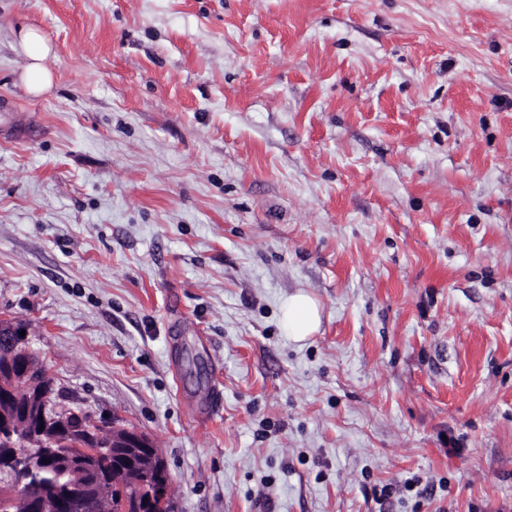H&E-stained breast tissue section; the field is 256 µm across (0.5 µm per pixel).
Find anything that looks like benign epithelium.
Masks as SVG:
<instances>
[{
    "instance_id": "obj_1",
    "label": "benign epithelium",
    "mask_w": 512,
    "mask_h": 512,
    "mask_svg": "<svg viewBox=\"0 0 512 512\" xmlns=\"http://www.w3.org/2000/svg\"><path fill=\"white\" fill-rule=\"evenodd\" d=\"M22 330H28L27 324L1 321L0 347L14 351L24 344L25 338L20 335ZM4 370L10 384L3 385V388L10 391L20 385L29 394L24 418L0 409V469L10 472L14 489L8 497L0 499V512H11L18 503L24 506L26 512H57L63 502L69 500L70 491L88 482L90 460L101 448L112 449V453L119 458L120 465L107 483H124L136 490L135 512H175L169 481L165 479V466L151 438L116 424L104 431L102 425L97 424L93 433L85 436L92 448L61 464L57 462L58 448L72 447L76 433L84 430V427L74 428L68 417L46 412L42 403L47 395L37 384L26 380L28 370L21 365L13 366L12 358H7ZM29 442L41 448L40 459L45 461V469L58 478L51 495L42 490L38 478L34 476L32 460L25 451V445ZM145 497L148 498L146 502L143 501ZM109 503L108 488L101 485L96 487L87 507L91 512H100Z\"/></svg>"
}]
</instances>
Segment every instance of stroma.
I'll use <instances>...</instances> for the list:
<instances>
[{
  "label": "stroma",
  "instance_id": "obj_1",
  "mask_svg": "<svg viewBox=\"0 0 512 512\" xmlns=\"http://www.w3.org/2000/svg\"><path fill=\"white\" fill-rule=\"evenodd\" d=\"M5 107L0 320L177 512H512V0H0ZM17 43L28 58L20 81L34 96L46 93L53 83L52 71L47 65L54 54L51 42L37 28L24 27L17 33ZM0 114L3 117V125L6 130L4 139L12 142H32L40 138L44 133L43 124L37 113H30L27 120L18 122L10 115L11 112ZM283 321L294 341L308 339L318 332L321 323V310L318 301L305 291H298L283 304ZM222 403L220 390L215 387L212 396L200 398L196 401L197 420L199 423H208L218 415Z\"/></svg>",
  "mask_w": 512,
  "mask_h": 512
}]
</instances>
